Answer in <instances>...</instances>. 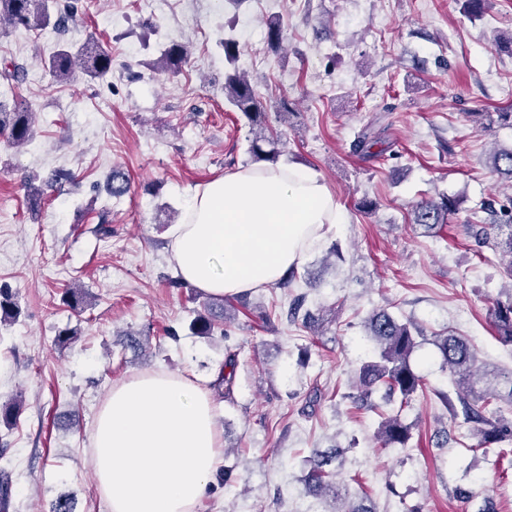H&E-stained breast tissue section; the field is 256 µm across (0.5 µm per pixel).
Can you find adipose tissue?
Returning a JSON list of instances; mask_svg holds the SVG:
<instances>
[{
	"instance_id": "adipose-tissue-1",
	"label": "adipose tissue",
	"mask_w": 512,
	"mask_h": 512,
	"mask_svg": "<svg viewBox=\"0 0 512 512\" xmlns=\"http://www.w3.org/2000/svg\"><path fill=\"white\" fill-rule=\"evenodd\" d=\"M343 221L306 168L240 167L191 197L173 230L184 282L221 298L265 288L298 267L325 225ZM96 487L108 512H194L222 463L212 402L189 380L136 374L114 385L93 435Z\"/></svg>"
}]
</instances>
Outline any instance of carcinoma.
Listing matches in <instances>:
<instances>
[{
	"label": "carcinoma",
	"mask_w": 512,
	"mask_h": 512,
	"mask_svg": "<svg viewBox=\"0 0 512 512\" xmlns=\"http://www.w3.org/2000/svg\"><path fill=\"white\" fill-rule=\"evenodd\" d=\"M72 6L62 5L51 13L47 0H0V24L10 28L28 31L48 27L61 34L66 31L71 18ZM284 32L281 23L274 19L267 23V42L270 48H281ZM189 47L181 42H172L160 53L154 68L162 74H175L187 63ZM48 71L58 82H66L76 72L89 80H100L112 71V52L95 43L88 44L74 52L61 44L49 57ZM224 95L236 111L242 113L255 128V137L250 154L256 163L265 162L271 166L278 163L280 139L267 131L266 113L262 111L253 85L245 75L235 71L225 75ZM34 113L22 103L8 106L0 102V134L7 136L13 144L29 142L34 135ZM490 169L499 177L512 182V149L501 150L490 157ZM131 185L127 169L121 165L112 166L107 176V190L113 196L126 194ZM456 202L442 197L438 200L423 201L413 209L412 223L428 229L448 223V216ZM482 211L491 217L503 216L501 224H469L468 233L479 243L487 246L500 256L509 257L502 264L505 277L512 281V214L497 213L485 206ZM207 302L204 313L197 315L191 324L194 334L211 336L217 329L230 322L226 305ZM306 295L294 296L289 304L286 317L290 322L302 321L305 328L318 333L322 316L305 308ZM18 315V306L11 291L0 288V324L12 322ZM489 317L497 339L512 346V289L506 298L497 297L489 307ZM367 336L373 342V355L355 371L351 380L352 393L348 394L359 407L371 406V397L378 391L384 392L389 402L399 399V411L382 417L376 430V439L384 448H406L412 438L411 426L401 419V411L408 407L421 387V378L415 372L411 356L419 345L421 332L411 321L397 320L382 309L369 315L365 320ZM434 342L445 365L456 377L457 398L464 408L466 417L479 424L476 429L478 447L486 450L494 444L512 445V419L506 418L499 406L508 403L512 409V370L507 372L504 383L507 391L498 390L497 384L487 379V374L478 363L476 350L461 336L445 333L435 336ZM238 353L230 352L224 361L228 371L221 374L219 383L224 385V394L230 395L234 380V369ZM343 450L335 449L329 454L317 453L309 459V470L304 483L309 494L315 497L331 496L339 499L334 472L327 470L332 461L340 457Z\"/></svg>",
	"instance_id": "carcinoma-1"
}]
</instances>
